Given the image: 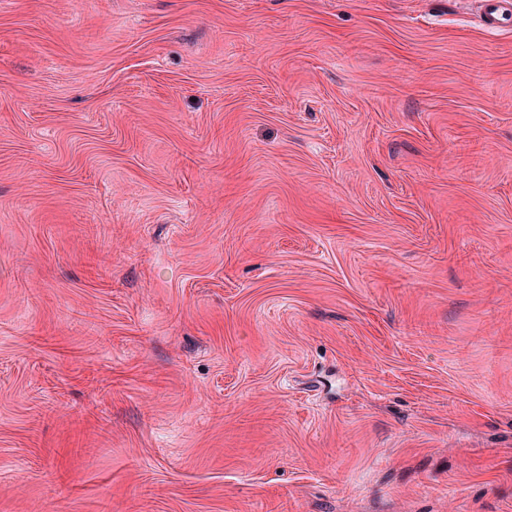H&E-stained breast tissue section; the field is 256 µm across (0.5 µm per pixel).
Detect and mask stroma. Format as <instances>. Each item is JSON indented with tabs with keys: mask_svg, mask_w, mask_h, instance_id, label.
<instances>
[{
	"mask_svg": "<svg viewBox=\"0 0 512 512\" xmlns=\"http://www.w3.org/2000/svg\"><path fill=\"white\" fill-rule=\"evenodd\" d=\"M0 512H512V28L0 0Z\"/></svg>",
	"mask_w": 512,
	"mask_h": 512,
	"instance_id": "35a3bbf8",
	"label": "stroma"
}]
</instances>
